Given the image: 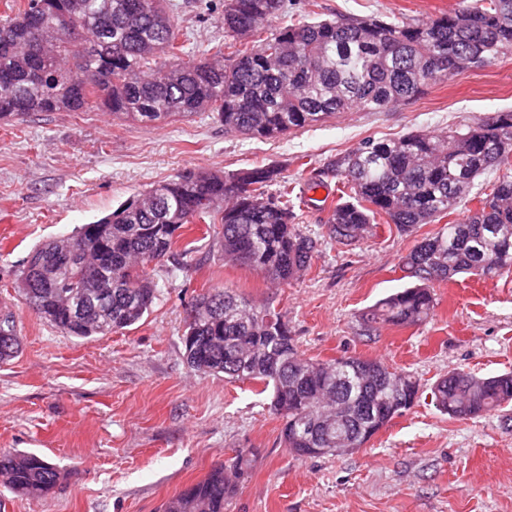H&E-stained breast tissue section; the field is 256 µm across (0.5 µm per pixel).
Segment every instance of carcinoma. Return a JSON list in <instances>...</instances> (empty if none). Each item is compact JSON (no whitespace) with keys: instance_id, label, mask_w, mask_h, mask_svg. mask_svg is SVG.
<instances>
[{"instance_id":"1","label":"carcinoma","mask_w":512,"mask_h":512,"mask_svg":"<svg viewBox=\"0 0 512 512\" xmlns=\"http://www.w3.org/2000/svg\"><path fill=\"white\" fill-rule=\"evenodd\" d=\"M284 8V0H224L221 20L229 54L218 47L181 62L178 16L166 0H27L18 16L0 19V123L32 112L104 108L131 121H166L214 112L224 130L276 139L353 109L379 112L417 98L424 87L512 51V0H463L426 23L338 14L290 23L252 37ZM168 55L176 63L151 62ZM512 158V110L438 133L365 139L328 159L310 188L336 178L349 189L333 208L329 236L345 244L373 235L376 217L414 233L453 213L462 200L478 207L461 221L416 241L403 259L405 286L361 315L378 324L417 325L434 309L430 283L458 274L493 278L512 269V175L487 193L475 182ZM276 185L274 193L265 187ZM220 220L224 263L261 272L272 283L301 277L318 239L295 229V203L279 168L238 173L186 170L133 196L76 234L50 240L36 256L64 261L20 271L27 306L62 332L89 339L129 329L152 311L157 285L144 267L180 255V230ZM84 314L74 315L77 306ZM188 366L260 383L282 421L294 456H340L361 448L410 410L420 385L390 375L380 361L318 360L299 354L282 315L214 288L198 296L185 321ZM19 349L12 313H0V362ZM437 407L459 419L512 402V381L463 371L439 380ZM249 450L170 498L164 512H224L247 474ZM50 460L0 451V486L40 498L58 483Z\"/></svg>"}]
</instances>
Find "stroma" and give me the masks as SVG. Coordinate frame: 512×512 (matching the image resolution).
Segmentation results:
<instances>
[{"mask_svg":"<svg viewBox=\"0 0 512 512\" xmlns=\"http://www.w3.org/2000/svg\"><path fill=\"white\" fill-rule=\"evenodd\" d=\"M196 50L224 40L213 0H175ZM264 27L336 13L425 22L461 0H285ZM512 109V52L485 68L428 85L414 101L381 112L353 110L269 140L225 132L216 113L139 123L104 111L35 112L0 124V310L12 312L21 348L0 363V449L50 459L59 484L38 499L0 487V512H161L236 449L251 452L247 477L226 512H512V406L468 420L441 414L434 383L449 372H512V271L460 275L433 285L435 307L419 325L360 317L403 285L412 234L379 222L346 246L330 239L335 186L310 190L315 168L365 138L436 133ZM275 164L302 199L299 230L317 238L312 268L269 283L226 265L221 224H194L179 240L184 263L148 265L158 285L151 313L117 334L68 336L37 317L14 281L29 254L112 213L151 184L186 169L236 172ZM224 287L288 322L304 357L378 360L416 376L414 407L355 452L299 459L256 383L191 371L181 337L191 302Z\"/></svg>","mask_w":512,"mask_h":512,"instance_id":"obj_1","label":"stroma"}]
</instances>
